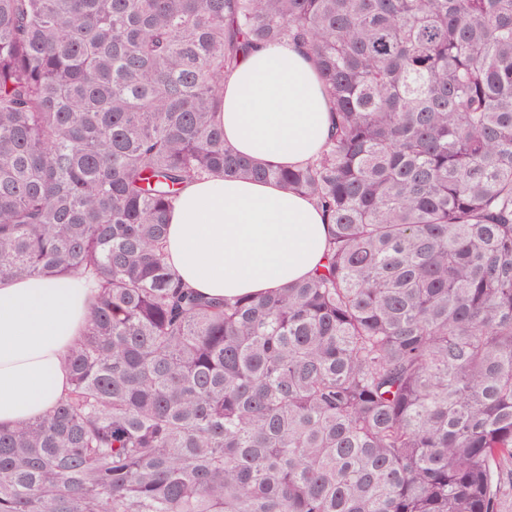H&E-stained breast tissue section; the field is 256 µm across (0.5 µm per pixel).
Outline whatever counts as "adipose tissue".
<instances>
[{"instance_id":"ef3b65f1","label":"adipose tissue","mask_w":512,"mask_h":512,"mask_svg":"<svg viewBox=\"0 0 512 512\" xmlns=\"http://www.w3.org/2000/svg\"><path fill=\"white\" fill-rule=\"evenodd\" d=\"M327 89L291 41L260 46L224 78V141L265 163L299 167L330 134ZM328 229L314 203L280 184L209 177L180 194L168 263L199 294L263 295L322 263ZM95 290L83 278H0V426L47 414L71 389L66 355Z\"/></svg>"}]
</instances>
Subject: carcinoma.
Returning <instances> with one entry per match:
<instances>
[{
  "instance_id": "carcinoma-1",
  "label": "carcinoma",
  "mask_w": 512,
  "mask_h": 512,
  "mask_svg": "<svg viewBox=\"0 0 512 512\" xmlns=\"http://www.w3.org/2000/svg\"><path fill=\"white\" fill-rule=\"evenodd\" d=\"M292 40L306 166L224 144V75ZM311 198L326 261L206 298L185 186ZM93 274L72 391L0 427V512H499L512 463V0H0V277Z\"/></svg>"
}]
</instances>
